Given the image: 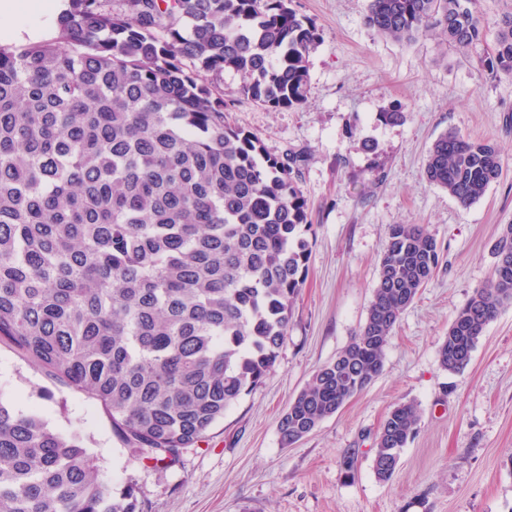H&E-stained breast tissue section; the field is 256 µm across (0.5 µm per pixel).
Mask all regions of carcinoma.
Masks as SVG:
<instances>
[{
  "instance_id": "obj_1",
  "label": "carcinoma",
  "mask_w": 512,
  "mask_h": 512,
  "mask_svg": "<svg viewBox=\"0 0 512 512\" xmlns=\"http://www.w3.org/2000/svg\"><path fill=\"white\" fill-rule=\"evenodd\" d=\"M366 20L512 75V4L491 24L478 0H368ZM54 27L49 40L0 44V346L40 370L46 397L63 387L99 404L132 462L172 467L272 370L308 272L300 159L226 120L224 72L242 100L299 108L319 34L291 0H68ZM501 169L494 145L456 132L424 162L463 207ZM494 254L439 347L452 373L512 301V224ZM439 260L424 225H389L365 321L279 420L282 446L381 374ZM417 421L411 403L387 414L378 480ZM97 471L80 435L0 399V512H142L134 485L109 489Z\"/></svg>"
}]
</instances>
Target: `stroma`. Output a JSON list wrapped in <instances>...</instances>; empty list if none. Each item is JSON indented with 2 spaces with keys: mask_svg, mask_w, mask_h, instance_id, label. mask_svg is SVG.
I'll return each mask as SVG.
<instances>
[{
  "mask_svg": "<svg viewBox=\"0 0 512 512\" xmlns=\"http://www.w3.org/2000/svg\"><path fill=\"white\" fill-rule=\"evenodd\" d=\"M321 41L310 92L296 109L241 101L224 75L229 122L273 155L302 154L299 186L312 230L308 275L288 337L263 383L242 395L169 468L129 462L101 407L65 388L41 394L40 371L0 348V398L80 434L112 489L135 483L143 512H512V303L486 327L469 366L452 374L438 350L457 311L493 271L512 224V76L428 36L399 42L366 22V0H292ZM403 105L390 124L383 111ZM455 131L501 152L498 180L470 207L428 183L424 160ZM422 224L440 263L403 313L381 374L294 446L278 422L314 372L363 323L389 225ZM400 402L419 411L391 480L373 470L374 443ZM353 472H346V461Z\"/></svg>",
  "mask_w": 512,
  "mask_h": 512,
  "instance_id": "obj_1",
  "label": "stroma"
}]
</instances>
